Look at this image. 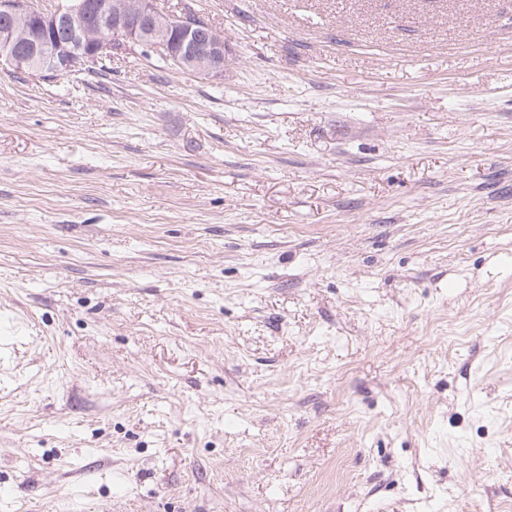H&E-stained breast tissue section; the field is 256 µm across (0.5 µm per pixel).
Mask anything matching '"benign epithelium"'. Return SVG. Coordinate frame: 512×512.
Masks as SVG:
<instances>
[{
  "mask_svg": "<svg viewBox=\"0 0 512 512\" xmlns=\"http://www.w3.org/2000/svg\"><path fill=\"white\" fill-rule=\"evenodd\" d=\"M0 49L17 71L69 74L90 70L112 53V41L151 48L182 69L224 71L228 48L209 24L161 12L156 0H68L50 10L27 0L0 6Z\"/></svg>",
  "mask_w": 512,
  "mask_h": 512,
  "instance_id": "obj_1",
  "label": "benign epithelium"
}]
</instances>
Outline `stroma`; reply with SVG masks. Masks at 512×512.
Instances as JSON below:
<instances>
[{"instance_id":"1","label":"stroma","mask_w":512,"mask_h":512,"mask_svg":"<svg viewBox=\"0 0 512 512\" xmlns=\"http://www.w3.org/2000/svg\"><path fill=\"white\" fill-rule=\"evenodd\" d=\"M0 67V512H512V0H157ZM1 10L7 15L0 24L1 61L17 71L92 70L112 53V40L151 48L189 71H224L223 34L209 24L161 12L156 0H70L50 10L18 0L1 6L0 22Z\"/></svg>"}]
</instances>
